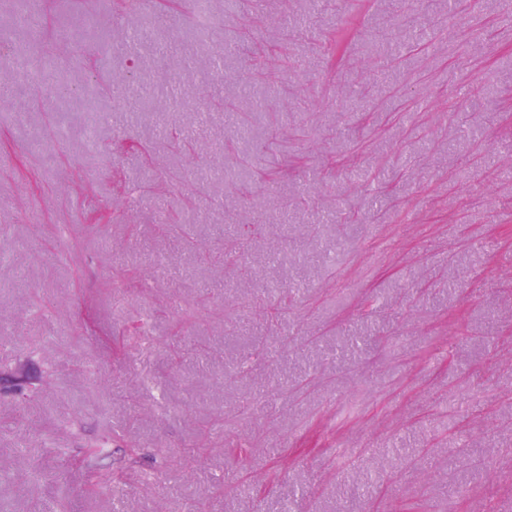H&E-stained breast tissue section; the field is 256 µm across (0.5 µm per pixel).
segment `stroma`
I'll use <instances>...</instances> for the list:
<instances>
[{
	"instance_id": "35a3bbf8",
	"label": "stroma",
	"mask_w": 512,
	"mask_h": 512,
	"mask_svg": "<svg viewBox=\"0 0 512 512\" xmlns=\"http://www.w3.org/2000/svg\"><path fill=\"white\" fill-rule=\"evenodd\" d=\"M16 2L59 64L0 99L8 512H512V0Z\"/></svg>"
}]
</instances>
